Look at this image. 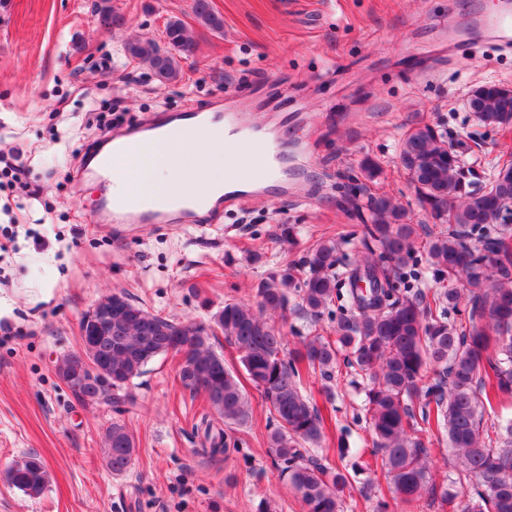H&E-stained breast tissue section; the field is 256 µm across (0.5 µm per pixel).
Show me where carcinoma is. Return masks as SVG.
<instances>
[{
    "label": "carcinoma",
    "mask_w": 512,
    "mask_h": 512,
    "mask_svg": "<svg viewBox=\"0 0 512 512\" xmlns=\"http://www.w3.org/2000/svg\"><path fill=\"white\" fill-rule=\"evenodd\" d=\"M192 11L203 24L219 29L223 20L210 0H193ZM107 29L124 25L123 15L104 3L96 7ZM169 49L151 40L125 43L127 55L147 66L154 78L169 84L180 77L181 59L195 43L185 25L165 27ZM470 111L485 127L512 125V88L479 87L468 98ZM468 144L447 131L424 124L400 146V158L416 196L434 222L446 221L448 232L434 237L428 264L442 279L455 280L467 291L442 293L394 287L404 270L417 263L415 225L404 222V208L387 196L365 193L361 184L347 186L352 214L362 224L363 260L338 277L336 242L322 241L299 263H285L257 288V308L226 302L205 338L189 328L133 304L123 293L112 294V335L87 347V356L112 363V392L88 385L80 402L122 403L121 390L157 356L185 355L179 364L183 387L204 394L224 427L249 419V402L224 355L210 348L221 333L237 352L252 386L268 403L278 426L269 435V452L280 475L298 496L303 512H343L347 476L310 454L320 442L323 419L301 390V369L331 376L339 352L349 351L347 365L368 381L366 413L381 471L391 485L392 501L379 499L373 512H394L426 498L452 506L451 512H512V421L500 427L496 440H485L486 407L512 398V245L506 236L505 203L512 202V161L498 168L490 188L477 187V171L464 174L459 162ZM365 281L369 288L360 287ZM295 289L301 310L318 318L337 303L345 311L337 322L336 340L307 336L293 350L280 330L264 318L267 310L286 317L288 290ZM466 301L467 320L457 324L448 312ZM495 379L493 392L486 380ZM202 451L227 450L224 427L204 421ZM448 436L459 462L460 491L437 482L431 451L423 434L431 429ZM137 452L125 424L106 430L103 454L108 469L125 473ZM15 488L33 497L48 482L35 455L14 463L6 474Z\"/></svg>",
    "instance_id": "1"
}]
</instances>
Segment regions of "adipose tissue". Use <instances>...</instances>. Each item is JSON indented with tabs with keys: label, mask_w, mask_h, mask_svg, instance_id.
Returning <instances> with one entry per match:
<instances>
[{
	"label": "adipose tissue",
	"mask_w": 512,
	"mask_h": 512,
	"mask_svg": "<svg viewBox=\"0 0 512 512\" xmlns=\"http://www.w3.org/2000/svg\"><path fill=\"white\" fill-rule=\"evenodd\" d=\"M112 177L131 193L164 192L180 185L188 192L224 188V135L221 128L174 142L158 141L117 159Z\"/></svg>",
	"instance_id": "ef3b65f1"
}]
</instances>
